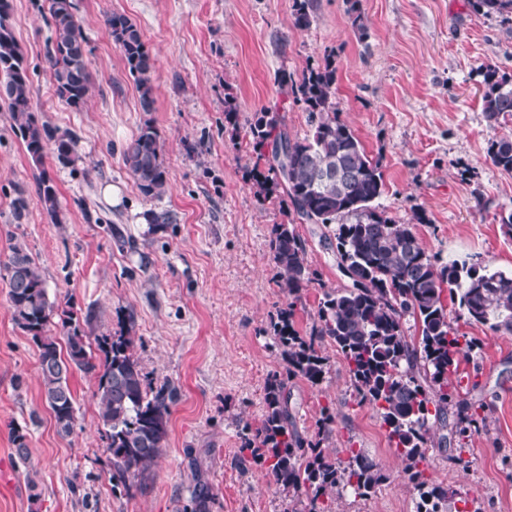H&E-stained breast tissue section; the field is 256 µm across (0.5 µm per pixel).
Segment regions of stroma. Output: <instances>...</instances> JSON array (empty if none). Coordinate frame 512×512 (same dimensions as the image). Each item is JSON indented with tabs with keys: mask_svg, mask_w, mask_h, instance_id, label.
<instances>
[{
	"mask_svg": "<svg viewBox=\"0 0 512 512\" xmlns=\"http://www.w3.org/2000/svg\"><path fill=\"white\" fill-rule=\"evenodd\" d=\"M86 40L91 87L81 109L61 100L45 58L44 8L12 0L13 26L32 68V105L58 133L78 140L81 157L63 167L46 157L64 221L51 223L37 196L34 169L0 106V259L13 237L25 241L56 306L94 308L95 333L116 331L133 314V354L152 384L180 390L167 444L140 489L112 485L99 422L94 375L76 370L73 434H58L41 398L39 352L13 322L0 281V512H191V458L213 487L211 512H296L299 500L269 478L267 463L241 449L260 426L263 386L284 373L269 324L284 301L269 245L272 225L286 222V196H260L250 177L256 157L248 125L276 107L291 135L311 131L308 112L279 87L285 71L333 58L340 120L379 159L384 192L379 210L413 225L440 264L478 261L512 271V174L486 157L491 140L512 135V117L488 120L481 68L512 74V39L499 17L468 0H360L368 28L359 39L347 0H314L308 26L296 25L292 0H75ZM127 16L142 31L155 63L156 110L169 189L146 198L128 174L122 150L144 119L138 92L106 18ZM234 106L239 129H224ZM23 189L28 211L14 222L10 202ZM169 210L173 224L145 223ZM423 213L425 223L414 221ZM312 283L295 307L308 334L325 293L350 287L340 271L336 227L300 224ZM459 333L478 347L460 366V385L479 421L427 451L426 476L451 490L447 512L471 499L479 512H512V336L458 315ZM328 373L318 386L288 376L293 424L317 439L319 420L333 422L322 445L337 458L362 450L387 480L375 493L324 500L325 512H416L418 495L402 477L399 452L371 405L359 403L347 363L323 344ZM26 432L27 461L13 454L12 434ZM469 468L455 464V455ZM39 500H31V492Z\"/></svg>",
	"mask_w": 512,
	"mask_h": 512,
	"instance_id": "35a3bbf8",
	"label": "stroma"
}]
</instances>
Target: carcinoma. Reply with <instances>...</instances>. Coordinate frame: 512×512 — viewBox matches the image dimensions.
<instances>
[{
  "label": "carcinoma",
  "instance_id": "obj_1",
  "mask_svg": "<svg viewBox=\"0 0 512 512\" xmlns=\"http://www.w3.org/2000/svg\"><path fill=\"white\" fill-rule=\"evenodd\" d=\"M51 29L47 60L58 96L78 110L91 84L85 38L75 15L74 0H47ZM474 11L512 16V0H469ZM300 26L309 24L313 0H292ZM106 26L135 77L140 111H155L154 63L136 24L120 14ZM483 111L497 121L512 117V75L494 65L482 67ZM336 68L330 60L311 68L295 81L287 72L278 83L291 86L296 101L309 112L312 132L303 138L288 133L279 113L266 108L255 113L249 134L256 155L253 179L259 192L286 193L294 215L272 225L270 247L281 270L288 300L270 322L287 374L313 386L322 384L326 358L317 346L330 341L347 361L350 380L363 403L377 409L389 440L398 449L403 474L418 492L416 512H442L448 489L429 481L420 465L434 445V427L447 426L448 404L459 395L451 382L462 359L475 343L459 335L448 321L445 298L459 300L460 316L495 333L512 334V272L490 271L479 262H452L437 267L409 224H397L374 202L383 192L379 162L369 157L354 131L338 117ZM0 103L6 106L11 129L22 140L32 165L40 170L38 198L54 224L63 223L58 189L47 175L44 160L54 155L64 167L81 160L74 137L58 134L37 119L31 102V79L24 53L14 33L11 0H0ZM288 147V180L280 181L277 155L270 147ZM487 157L498 169L512 172V137L490 142ZM123 160L139 191L159 198L168 189L162 160V141L154 121L147 118L123 150ZM303 224H335L336 251L352 287L327 292L318 321L306 336L294 327L292 299L310 282L303 241L295 229ZM0 279L8 288L15 325L30 336L39 352L41 396L53 415L59 434L75 428V405L69 376L78 369L95 373L99 418L106 431L111 479L130 491V480L144 476L165 448L172 407L178 388L169 381L157 386L146 377L132 354V318L122 320L115 334L95 338L96 350L86 341L95 319L87 310H57L27 246L19 239L0 262ZM64 336L59 349L51 319ZM419 324L420 336L405 335L403 319ZM264 415L260 427L244 438L243 449L270 462V475L283 489L307 499L306 512H324L322 498L346 491L366 496L387 480L377 463L361 450L348 449L346 462L321 447L304 443L291 422L286 382L281 374L264 385ZM191 512H210L211 485L201 464L191 459Z\"/></svg>",
  "mask_w": 512,
  "mask_h": 512
}]
</instances>
